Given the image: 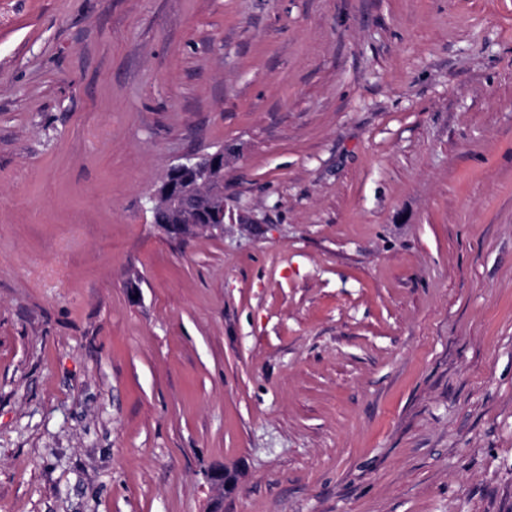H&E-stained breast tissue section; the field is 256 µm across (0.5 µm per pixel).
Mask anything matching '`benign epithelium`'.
Here are the masks:
<instances>
[{
    "label": "benign epithelium",
    "instance_id": "benign-epithelium-1",
    "mask_svg": "<svg viewBox=\"0 0 512 512\" xmlns=\"http://www.w3.org/2000/svg\"><path fill=\"white\" fill-rule=\"evenodd\" d=\"M186 170L194 172V180L170 182L147 196L149 210L153 217L165 213L169 223L160 225L170 235H191L195 232L224 233V224L234 222V213L224 201H219L211 211L208 223L197 224L191 215V201L214 183L224 182V150L199 158H187L172 166L168 174L174 176Z\"/></svg>",
    "mask_w": 512,
    "mask_h": 512
}]
</instances>
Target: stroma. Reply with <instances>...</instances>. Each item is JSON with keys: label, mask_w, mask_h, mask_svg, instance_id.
Listing matches in <instances>:
<instances>
[{"label": "stroma", "mask_w": 512, "mask_h": 512, "mask_svg": "<svg viewBox=\"0 0 512 512\" xmlns=\"http://www.w3.org/2000/svg\"><path fill=\"white\" fill-rule=\"evenodd\" d=\"M214 507L512 512V0H0V512ZM186 170L194 172L193 181L169 182L164 188L148 194L147 203L150 205L153 223L156 224L159 214L166 213L170 224L157 225L170 235L188 236L204 231L223 233L226 221L231 224L235 219L233 211L224 203V198L212 209L208 224H196L190 214L191 201L198 194L208 189L211 184L224 183L223 151L218 150L199 158H186L184 162L172 166L168 174L174 176Z\"/></svg>", "instance_id": "stroma-1"}]
</instances>
